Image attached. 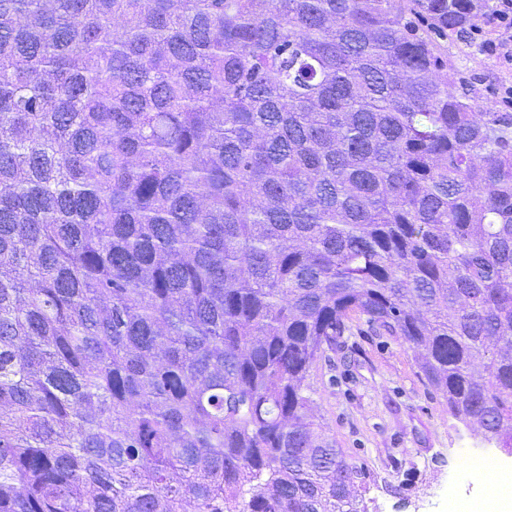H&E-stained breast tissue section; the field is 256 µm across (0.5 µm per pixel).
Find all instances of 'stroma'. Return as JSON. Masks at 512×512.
Instances as JSON below:
<instances>
[{"instance_id": "35a3bbf8", "label": "stroma", "mask_w": 512, "mask_h": 512, "mask_svg": "<svg viewBox=\"0 0 512 512\" xmlns=\"http://www.w3.org/2000/svg\"><path fill=\"white\" fill-rule=\"evenodd\" d=\"M457 90L511 112L501 84L512 78L469 35L443 42ZM316 412L347 459L370 475L372 512H467L472 497L499 508L490 475L466 468L482 447L417 368L407 344L351 314L347 329L309 375Z\"/></svg>"}]
</instances>
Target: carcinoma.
Instances as JSON below:
<instances>
[{
  "label": "carcinoma",
  "mask_w": 512,
  "mask_h": 512,
  "mask_svg": "<svg viewBox=\"0 0 512 512\" xmlns=\"http://www.w3.org/2000/svg\"><path fill=\"white\" fill-rule=\"evenodd\" d=\"M488 8L0 0V512H368L352 312L512 449V113L430 35Z\"/></svg>",
  "instance_id": "cac0c4a2"
}]
</instances>
